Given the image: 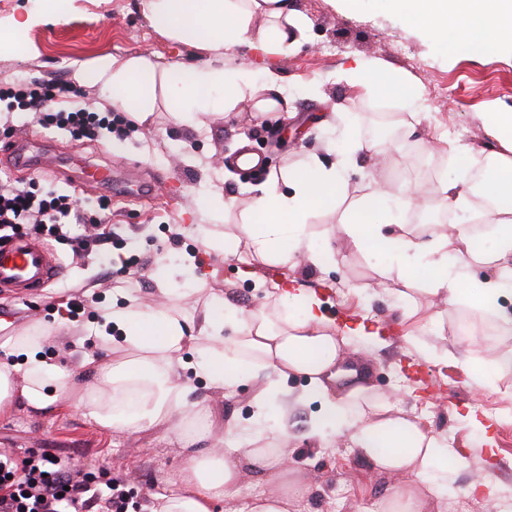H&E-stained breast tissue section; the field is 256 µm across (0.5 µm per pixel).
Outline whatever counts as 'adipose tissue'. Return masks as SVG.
<instances>
[{
  "mask_svg": "<svg viewBox=\"0 0 512 512\" xmlns=\"http://www.w3.org/2000/svg\"><path fill=\"white\" fill-rule=\"evenodd\" d=\"M409 3L424 26L449 44L484 51L512 45V0ZM144 8L154 27L175 42L207 52L208 60L167 67L145 55L121 59L102 54L71 61L76 81L96 85L105 103L142 122L162 101L176 120L193 127L242 109L280 111L277 70L266 68L257 87L247 64L227 70L211 58L243 44L268 55L286 54L305 25L302 17L289 13L287 0H144ZM64 18L60 0H41L38 10L0 21V57L17 55L13 32ZM367 150L356 143L330 165L311 161L283 179H269L237 233L210 236L208 246L221 249L241 242L251 259L268 265L291 267L302 257L326 267L330 257L313 245L307 222L314 211L335 208L345 192L344 168ZM484 188L497 203L486 216L494 241L490 250L476 247L470 224L446 229L398 223L397 210L415 206L422 194L410 182L395 193L375 186L357 201L337 233L357 249L390 254V268L399 277L413 279L427 271L424 294L489 315L500 334L510 336L512 313L500 308L498 299L512 287V163L498 167ZM475 266L492 268L495 275L471 293L465 285ZM170 295L165 288L154 304L129 297L102 311L90 331L107 353L94 358V381L85 386L77 371L46 360L49 338L44 333L16 337L0 353V416L20 403L38 411L73 408L107 430L160 428L186 446L208 443L206 455L191 458L167 480L151 512H214L224 501L235 502L234 512H292L312 487L294 477L288 464V446L299 436L290 415L294 407L317 398L323 409L300 436L326 448L344 441L375 473L404 472L414 478L413 485L391 488L366 512H433L448 489L452 452L447 442L402 414L393 397H372L366 377L348 368L347 338L337 335L320 295L286 287L251 309L215 295L191 326L173 314ZM190 348L198 358L189 366L183 354ZM189 368L227 396L245 371L266 373L268 381L252 398L250 418L227 420L218 434L209 407L188 399L191 388L184 372ZM292 374L307 376L308 388L297 393L285 389ZM275 395L280 398L278 425L266 429L262 423ZM247 467L263 479V490L254 495L242 481Z\"/></svg>",
  "mask_w": 512,
  "mask_h": 512,
  "instance_id": "obj_1",
  "label": "adipose tissue"
}]
</instances>
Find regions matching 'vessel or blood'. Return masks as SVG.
I'll use <instances>...</instances> for the list:
<instances>
[{"instance_id":"obj_1","label":"vessel or blood","mask_w":512,"mask_h":512,"mask_svg":"<svg viewBox=\"0 0 512 512\" xmlns=\"http://www.w3.org/2000/svg\"><path fill=\"white\" fill-rule=\"evenodd\" d=\"M62 266L41 242L20 239L0 249V290L26 294L57 281Z\"/></svg>"}]
</instances>
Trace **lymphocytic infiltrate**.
I'll use <instances>...</instances> for the list:
<instances>
[{"label":"lymphocytic infiltrate","mask_w":512,"mask_h":512,"mask_svg":"<svg viewBox=\"0 0 512 512\" xmlns=\"http://www.w3.org/2000/svg\"><path fill=\"white\" fill-rule=\"evenodd\" d=\"M61 94L60 88L25 81L0 88V97L13 99L17 108L31 113L39 126H62L80 139L113 130L111 113L53 108V101ZM105 221V214L88 213L71 196L51 192L39 195L24 183L0 186V247L22 230L47 241L62 235L65 224H78L83 233L74 240L72 256L82 259L88 257L91 248L107 244ZM128 504L129 491L124 482L111 478L97 482L94 475L62 457L31 448L0 453V512H128Z\"/></svg>","instance_id":"lymphocytic-infiltrate-1"}]
</instances>
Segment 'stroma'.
<instances>
[{
    "label": "stroma",
    "mask_w": 512,
    "mask_h": 512,
    "mask_svg": "<svg viewBox=\"0 0 512 512\" xmlns=\"http://www.w3.org/2000/svg\"><path fill=\"white\" fill-rule=\"evenodd\" d=\"M288 9L308 21L288 54L268 56L244 45L224 59L228 67L248 63L258 76L266 68L279 69L288 101L285 111H235L191 128L178 123L163 106L123 140L104 130L78 140L53 126L33 128L25 112L10 113L16 133L14 139L0 141V183L29 182L40 192L71 191L88 209L107 196L116 236L109 253L78 262L68 242L51 243L63 262L61 284L82 287L87 303L76 321L69 322L59 314L60 284L23 299L0 294L1 345L13 336L43 331L51 338L44 350L47 360L79 367L84 356L100 352L97 339H88L81 347L73 343L96 320L99 309L128 294L152 302L170 272L179 285L195 280L201 270L187 262L191 250L205 252L217 275L205 292L188 300L173 297L175 310L186 323L196 322L214 294H236L247 308L266 303L276 268L256 264V278L244 280L238 266L247 254L245 247L233 253L209 252L202 235L174 234L176 225L199 223L195 202L204 193L236 195L235 207L218 222L224 230L243 223L250 203L247 189L266 178L287 174L314 156L333 162L354 141L383 140L386 149L374 169L347 168L348 188L335 210L310 219L308 232L321 247L331 228L348 216L351 201L369 192L375 182L396 187L413 179L431 199L439 196L443 184L466 179V168L458 163L453 146L467 147L474 161L496 163L504 146L491 134L484 116L512 112L511 49L486 52L442 43L394 0H288ZM27 45L29 56L0 60V87L21 79L61 84L69 88L64 107L98 111L106 110V103L95 86L74 85L70 61L109 53L119 58L153 56L175 66L205 58L203 52L155 29L144 14L143 0H73L65 20L29 29ZM368 66L380 67L386 77L383 86L370 91L347 78L351 70ZM401 84L414 88L415 97H401ZM23 138L47 145L60 158L61 171L16 165L13 145ZM246 150L260 156L263 174L237 167V157ZM83 163L130 173L158 183L159 190L120 194L68 178V171ZM334 248L336 260L330 266L299 271L295 277L299 284L322 289L324 309L336 325L365 324L366 335L352 337L351 342L371 363L374 393L397 395L400 410L418 417L425 429L447 436L459 462L448 468L440 512H452L463 496L469 499V512H490V501L467 494L468 485L489 470L495 471L494 482L512 506V371L485 387L473 381L475 367L491 366L512 353V336L486 333L487 323L477 314L441 301L429 303L405 281L385 277L387 256L361 253L339 242ZM132 255L146 262L135 273L121 264ZM427 317L432 320L431 344L452 352L436 365L417 359L403 339L408 327ZM462 321L471 325L472 335H456L455 327ZM192 388V399L209 403L221 423L250 417L258 384L245 382L228 398L203 379H193ZM472 405L477 413L470 420L466 413ZM26 448L68 456L72 465L86 472L107 470L115 478L128 479L141 507L163 491L169 474L200 451L196 445L185 448L167 441L159 430L117 433L73 409L40 412L21 405L0 418V450ZM288 452L292 467L321 488L311 502L316 512H361L386 488L409 480L405 474L371 475L367 463L349 448H320L295 440Z\"/></svg>",
    "instance_id": "35a3bbf8"
}]
</instances>
